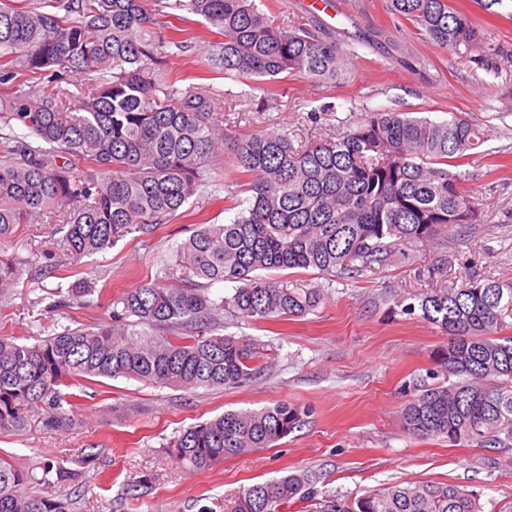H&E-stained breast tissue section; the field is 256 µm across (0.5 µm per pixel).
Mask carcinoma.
<instances>
[{
    "instance_id": "obj_1",
    "label": "carcinoma",
    "mask_w": 512,
    "mask_h": 512,
    "mask_svg": "<svg viewBox=\"0 0 512 512\" xmlns=\"http://www.w3.org/2000/svg\"><path fill=\"white\" fill-rule=\"evenodd\" d=\"M185 11L212 28L205 67L249 79L270 93L290 74L326 82L341 74L336 43L259 8L256 0H0V295L17 263L4 256L18 224L47 215L62 233L59 251L81 258L126 234L152 231L182 210L230 146L245 178L238 210L224 224L198 223L174 251L167 276L112 302V324L66 326L33 343L0 336V432H17L29 414L65 430V406L87 396L99 378H127L172 390L240 387L271 367L249 338L216 333L226 313L274 322L313 313L322 289L301 271L356 278L390 261L397 246L481 223L463 187L480 131L465 118L444 121L405 112H370L356 128L296 148L271 128L220 131L210 88L182 89L161 70L175 49L191 48L172 19ZM430 45L499 74L506 46L488 41L449 0H386ZM170 29L172 33L162 34ZM91 76L82 100L60 71ZM288 275L279 276L277 272ZM232 283L216 299L208 289ZM90 288H73L51 309L84 304ZM448 335L439 357L456 380L424 386L400 410L403 429L452 446L512 449V282L473 280L421 294L402 308ZM308 410L278 402L228 411L183 430L166 452L197 470L272 448L304 423ZM90 451L65 461L17 466L0 458V512H75L53 493L78 485ZM317 475L291 472L245 488L232 512H293L319 495ZM319 512H481L478 494L452 483L396 484L340 498L324 494Z\"/></svg>"
}]
</instances>
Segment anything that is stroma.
Instances as JSON below:
<instances>
[{
	"label": "stroma",
	"mask_w": 512,
	"mask_h": 512,
	"mask_svg": "<svg viewBox=\"0 0 512 512\" xmlns=\"http://www.w3.org/2000/svg\"><path fill=\"white\" fill-rule=\"evenodd\" d=\"M307 3L262 0L260 7L329 34L348 64L346 79L314 84L291 75L267 96L251 80L213 75L209 84L224 128L255 133L275 127L298 147L349 130L370 112L464 116L483 137L465 167V189L483 222L467 232L402 244L389 265L356 279L314 278L325 299L305 317L263 323L224 317L222 334L250 338L275 356L267 374L245 386L185 393L104 379L74 409L70 429L50 430L35 419L23 432L0 433V457L18 466L77 460L97 446L84 484L56 489L77 496L81 512H224L248 486L303 469L318 475V490L341 497L392 483L449 482L476 491L482 512H512V450L420 440L404 431L399 417L414 385L442 381L438 353L448 344L438 327L403 313V305L474 277L512 279V57L497 58V74L478 82L474 63L433 48L411 25L394 26L385 0H321L317 10ZM451 3L495 42L512 47L507 15L490 14L475 0ZM177 26L192 47L166 57L162 70L185 87L202 72L211 33L188 13ZM241 183L223 164L187 212L52 274L45 267L58 251L55 225H17L13 253L20 267L0 302V335L31 344L68 325L110 322L113 300L153 282L199 218L215 224L232 219L224 199L238 194ZM79 281L95 286L87 303L50 310L57 291ZM284 400L308 407L310 415L276 447L224 459L204 472L164 451L191 424ZM145 475L152 478L148 491L127 497L128 484Z\"/></svg>",
	"instance_id": "stroma-1"
}]
</instances>
